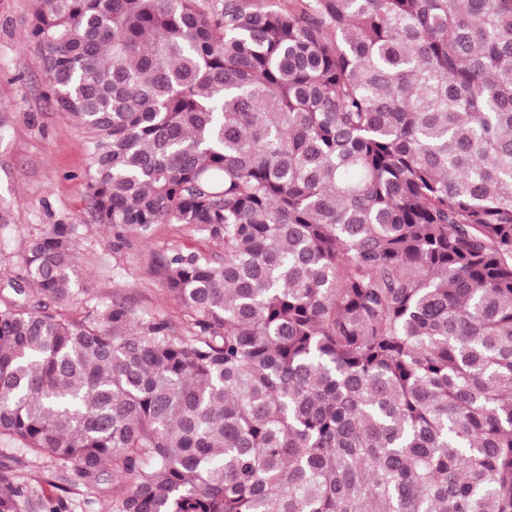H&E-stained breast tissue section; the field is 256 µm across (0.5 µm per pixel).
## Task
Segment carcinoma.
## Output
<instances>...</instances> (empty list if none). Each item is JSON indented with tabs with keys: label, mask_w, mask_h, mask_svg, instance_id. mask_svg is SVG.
<instances>
[{
	"label": "carcinoma",
	"mask_w": 512,
	"mask_h": 512,
	"mask_svg": "<svg viewBox=\"0 0 512 512\" xmlns=\"http://www.w3.org/2000/svg\"><path fill=\"white\" fill-rule=\"evenodd\" d=\"M50 101L186 334L70 303L79 225L0 294V437L116 512H512V0H35ZM23 491L0 476V512Z\"/></svg>",
	"instance_id": "obj_1"
}]
</instances>
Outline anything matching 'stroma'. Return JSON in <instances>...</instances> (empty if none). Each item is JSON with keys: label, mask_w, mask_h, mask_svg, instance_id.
I'll return each instance as SVG.
<instances>
[{"label": "stroma", "mask_w": 512, "mask_h": 512, "mask_svg": "<svg viewBox=\"0 0 512 512\" xmlns=\"http://www.w3.org/2000/svg\"><path fill=\"white\" fill-rule=\"evenodd\" d=\"M33 0H0V109L10 112L7 138L0 156L8 164L0 172V208L10 211V224L0 226V282L21 273L30 240L50 225L80 227L77 274L71 282L68 311L84 317L97 303H124L133 320H167L181 331L188 316L155 274V256L176 250L220 255L219 247L186 224L155 225L148 240L117 241L110 228L94 223L82 176L88 164V133L48 101V80L39 51L28 38ZM23 486L22 512H114L123 492L104 475L95 487L77 480L50 457L27 450L19 441L0 438V473Z\"/></svg>", "instance_id": "35a3bbf8"}]
</instances>
